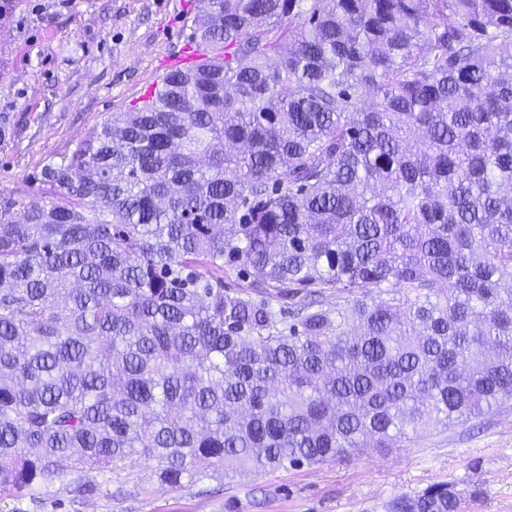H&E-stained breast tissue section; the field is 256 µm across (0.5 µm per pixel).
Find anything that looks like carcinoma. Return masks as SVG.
Returning <instances> with one entry per match:
<instances>
[{
  "label": "carcinoma",
  "mask_w": 512,
  "mask_h": 512,
  "mask_svg": "<svg viewBox=\"0 0 512 512\" xmlns=\"http://www.w3.org/2000/svg\"><path fill=\"white\" fill-rule=\"evenodd\" d=\"M208 5L197 63L0 202V496L388 453L512 399V0Z\"/></svg>",
  "instance_id": "1"
}]
</instances>
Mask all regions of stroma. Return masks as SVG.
I'll return each mask as SVG.
<instances>
[{
    "label": "stroma",
    "mask_w": 512,
    "mask_h": 512,
    "mask_svg": "<svg viewBox=\"0 0 512 512\" xmlns=\"http://www.w3.org/2000/svg\"><path fill=\"white\" fill-rule=\"evenodd\" d=\"M199 0H0V201L48 197L40 172L111 113L141 97L194 45ZM180 486L135 457L21 497L0 512H387L392 500L453 484L464 512H512V402L385 455L316 467L214 474L206 462Z\"/></svg>",
    "instance_id": "1"
}]
</instances>
